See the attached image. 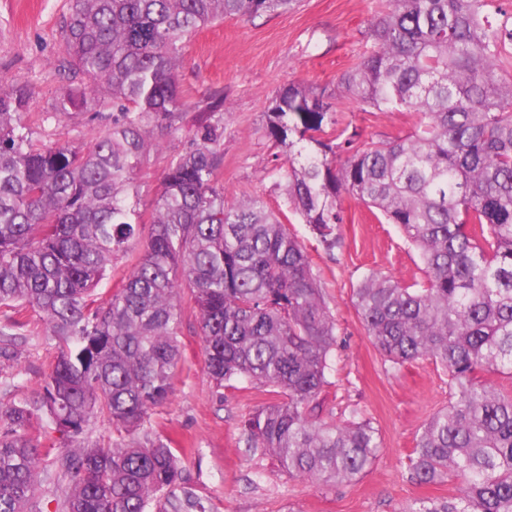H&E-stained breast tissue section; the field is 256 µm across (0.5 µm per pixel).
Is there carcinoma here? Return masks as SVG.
Returning <instances> with one entry per match:
<instances>
[{
  "label": "carcinoma",
  "instance_id": "cac0c4a2",
  "mask_svg": "<svg viewBox=\"0 0 512 512\" xmlns=\"http://www.w3.org/2000/svg\"><path fill=\"white\" fill-rule=\"evenodd\" d=\"M300 0H70L55 116L88 108L105 123L88 146L39 145L23 120L26 88L0 92V313L29 307L57 341L40 399L0 407V512H42L51 449L30 430L45 421L64 451V512H207L187 487L184 458L144 429L172 389L181 359L183 295L216 387L244 378L277 399L242 421L251 448L292 479L352 483L381 440L366 421L311 415L328 384L337 327L301 241L259 196L229 203L224 94L200 109L190 147L163 170L150 213L138 175L185 115L179 67L186 40L226 18L293 10ZM494 0H388L371 17V52L338 79L341 93L380 112H413L408 135L341 157L322 137L333 106L292 83L267 112L283 150L271 171L288 207L328 250L351 196L397 224L420 253V288L371 273L354 306L394 364L430 359L448 372V407L409 455L418 485L456 482L457 501L419 499L405 512H512V395L479 380L512 374V27ZM148 237L136 246L144 225ZM137 251L121 288L98 297L112 259ZM0 326V358L18 357ZM112 444L83 446L95 417Z\"/></svg>",
  "mask_w": 512,
  "mask_h": 512
}]
</instances>
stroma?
Here are the masks:
<instances>
[{"mask_svg":"<svg viewBox=\"0 0 512 512\" xmlns=\"http://www.w3.org/2000/svg\"><path fill=\"white\" fill-rule=\"evenodd\" d=\"M385 0H303L295 10L255 19H224L187 41L179 69L185 117L165 132L158 152L139 180L142 203H150L169 160L189 148L197 109L213 92L224 94V194L261 196L285 209L281 175L266 114L291 83L335 92L341 74L371 51L370 18ZM70 0H0V90L25 85L32 92L25 116L34 139L46 146L90 145L102 129L93 111L74 120L52 116L65 82L56 65L61 27ZM336 105V130L355 146L412 131V112H378L345 98ZM339 243L326 250L297 214L288 227L303 242L324 301L336 318L337 344L328 384L314 403L322 420H366L382 448L371 468L353 483L321 488L288 478L275 458L247 447L239 422L271 393L248 381L215 388L193 315L181 328L182 358L168 400L154 408L149 428L186 456L189 488L210 512H401L419 498L455 496L454 483L411 482L408 455L423 425L448 403V374L429 360L392 364L366 335L353 303L363 279L381 272L411 284L426 280L419 252L394 224L353 197L341 200ZM26 344L14 360L0 359V405L37 400L39 378L55 355V342L33 312L13 315Z\"/></svg>","mask_w":512,"mask_h":512,"instance_id":"stroma-1","label":"stroma"}]
</instances>
